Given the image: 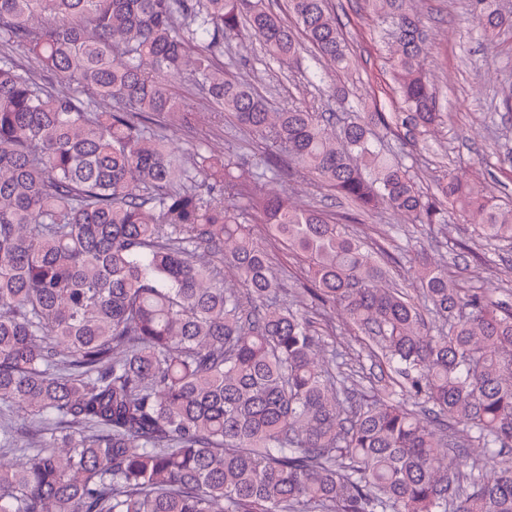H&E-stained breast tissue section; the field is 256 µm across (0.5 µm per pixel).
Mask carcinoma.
<instances>
[{
  "label": "carcinoma",
  "instance_id": "carcinoma-1",
  "mask_svg": "<svg viewBox=\"0 0 512 512\" xmlns=\"http://www.w3.org/2000/svg\"><path fill=\"white\" fill-rule=\"evenodd\" d=\"M362 2L393 26L402 111L338 129L271 110L211 62L244 27L293 60V30L261 0H0V410L30 417L0 427V512H512V305L445 264L416 270V294L385 286L396 259L335 215L226 179L222 157L187 165L150 128L186 120L162 75L191 66L212 111L278 151L271 179L284 156L361 216L443 234L457 214L512 251V203L457 176L424 192L379 146L377 127L441 113L421 18L407 0ZM288 9L349 69L328 0ZM470 11L488 42L512 27L497 0ZM205 180L230 202L206 199ZM245 212L302 261L287 305ZM337 313L365 359L316 333Z\"/></svg>",
  "mask_w": 512,
  "mask_h": 512
}]
</instances>
